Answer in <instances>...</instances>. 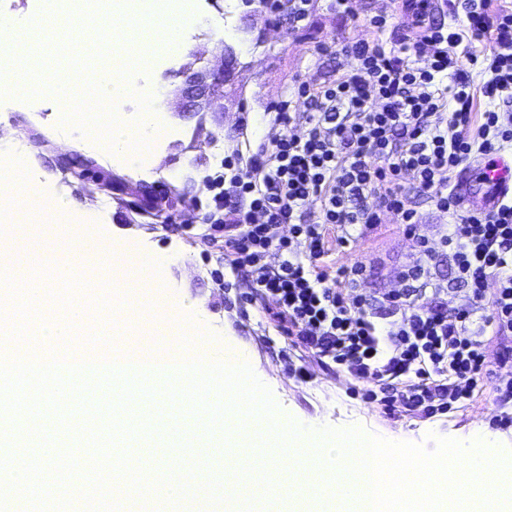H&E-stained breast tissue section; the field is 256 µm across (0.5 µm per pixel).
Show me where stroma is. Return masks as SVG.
<instances>
[{
    "label": "stroma",
    "mask_w": 512,
    "mask_h": 512,
    "mask_svg": "<svg viewBox=\"0 0 512 512\" xmlns=\"http://www.w3.org/2000/svg\"><path fill=\"white\" fill-rule=\"evenodd\" d=\"M200 22L188 37L182 56L165 58L144 75L146 83H161L176 90L186 69L213 66L222 43L236 46L240 64L232 84L224 88V116L179 113L165 106L156 122L162 129L161 159L148 166L128 167L113 159L109 150L86 142L65 143V130L59 110L64 102L56 96L42 98L31 109L0 108V131L11 134L15 147H33L28 169L30 181L41 184L50 194L72 203L74 216L108 238L138 253L166 252L176 261L161 273V295L166 303L183 304L185 314L204 322L217 337L234 341L249 359L255 376L266 385L275 400L280 420L292 419L306 427L357 426L391 441H407L433 448L434 437L467 440L478 430L495 431L502 441L512 443V428L494 429L492 419L498 412L491 385L480 386L469 405L456 412L428 420L403 414L386 416L380 409L364 404L351 394L353 379L335 365H324L311 354L294 348L278 329L276 308L271 300L253 288L250 278L227 274L222 251L209 236L206 217L213 206L212 179L231 177L225 161L244 167L264 139L261 129L269 121L281 100L294 96L299 82H331L338 71L354 66L346 54V44L372 38L367 21L372 16H388V37L400 39L416 31L414 9L405 0H351L350 12L338 11L336 0H313L305 20L292 23L286 16L258 7L256 29L271 25L266 42L255 40L246 30L242 0H196ZM91 157L108 171L130 175L132 179L159 185H172L187 193L174 223L167 226L144 220L128 223L121 196L98 189L95 176L78 180L48 163V156ZM414 203L421 219L414 231H407L393 214L386 213L379 224L367 229L351 246L332 255L336 266L362 263L366 277L359 289L373 295L398 289L400 275L411 260L418 240H427L438 259L434 269L437 280L448 287V306L467 305L469 293L455 280L454 264L442 244L441 226L448 217L422 198ZM226 287H218V279ZM293 359L304 366L310 378L297 380L288 374L285 361ZM190 405L175 401L162 423L151 426L150 435L137 434L118 439V449L145 451L160 446L170 436H178L192 427ZM53 432L56 445H33L29 435L18 438L19 454L33 453L49 460L59 449H74L78 458L88 451L71 432L58 429L56 419L42 418ZM224 429L201 430L193 454L210 478H221L225 450Z\"/></svg>",
    "instance_id": "stroma-1"
}]
</instances>
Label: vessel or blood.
<instances>
[{"label": "vessel or blood", "instance_id": "b4317fda", "mask_svg": "<svg viewBox=\"0 0 512 512\" xmlns=\"http://www.w3.org/2000/svg\"><path fill=\"white\" fill-rule=\"evenodd\" d=\"M456 192L461 204L470 209H487L512 198V157L478 160L470 178L458 182Z\"/></svg>", "mask_w": 512, "mask_h": 512}]
</instances>
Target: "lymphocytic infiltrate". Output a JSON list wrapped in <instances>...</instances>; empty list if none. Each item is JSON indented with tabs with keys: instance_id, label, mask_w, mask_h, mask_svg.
I'll use <instances>...</instances> for the list:
<instances>
[{
	"instance_id": "1",
	"label": "lymphocytic infiltrate",
	"mask_w": 512,
	"mask_h": 512,
	"mask_svg": "<svg viewBox=\"0 0 512 512\" xmlns=\"http://www.w3.org/2000/svg\"><path fill=\"white\" fill-rule=\"evenodd\" d=\"M465 25L418 15L414 38L385 39V16L369 21L376 36L347 45L356 60L331 83L302 82L280 101L262 150L215 195L212 227L224 231V266L246 273L276 304L292 345L327 359L356 382L353 395L386 415L432 418L472 400L491 380L512 427V201L486 212L462 211L452 178L472 158L512 146V113L482 112L473 125L470 67L486 80L485 96L512 100V11L490 0H465ZM491 41L492 49L474 51ZM310 110L306 136L289 134L295 100ZM417 192L448 214L443 244L469 306L448 312L444 288L432 282L435 253L420 243L405 279L421 282L437 300L418 305L408 293L385 295L393 317L373 320L358 287L365 268L329 269L332 249L378 224L384 212L414 227L417 212L404 191ZM280 257L269 265V253ZM496 288H489V281ZM499 342L490 349L488 339Z\"/></svg>"
}]
</instances>
